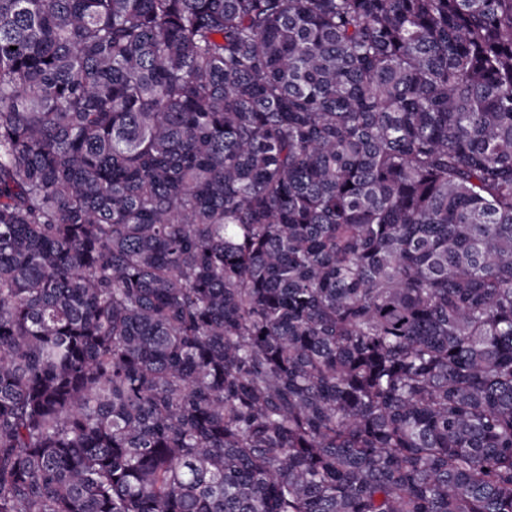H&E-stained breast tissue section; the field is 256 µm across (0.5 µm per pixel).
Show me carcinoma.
<instances>
[{
    "label": "carcinoma",
    "mask_w": 512,
    "mask_h": 512,
    "mask_svg": "<svg viewBox=\"0 0 512 512\" xmlns=\"http://www.w3.org/2000/svg\"><path fill=\"white\" fill-rule=\"evenodd\" d=\"M0 512H512V0H0Z\"/></svg>",
    "instance_id": "obj_1"
}]
</instances>
